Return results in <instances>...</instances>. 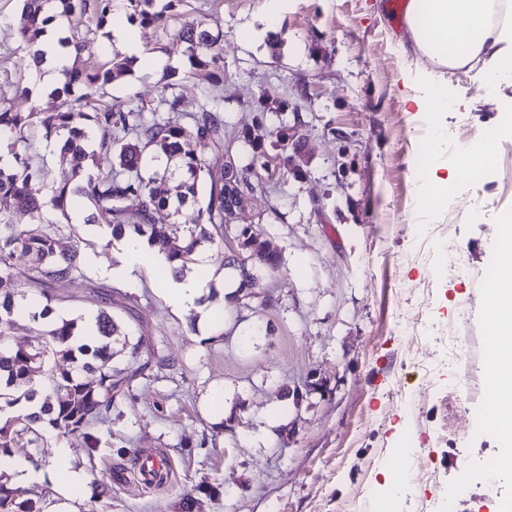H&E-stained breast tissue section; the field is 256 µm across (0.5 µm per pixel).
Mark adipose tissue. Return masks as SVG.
Here are the masks:
<instances>
[{"label": "adipose tissue", "instance_id": "adipose-tissue-1", "mask_svg": "<svg viewBox=\"0 0 512 512\" xmlns=\"http://www.w3.org/2000/svg\"><path fill=\"white\" fill-rule=\"evenodd\" d=\"M498 0H408L406 27L415 48L431 60L432 69L417 72L418 111L438 113L448 103L447 85L439 68L464 65L485 57L491 62L486 81L497 85L512 79V23L497 21ZM499 276L486 289V318L495 333L489 345L491 378L512 382V226L502 228L497 251Z\"/></svg>", "mask_w": 512, "mask_h": 512}]
</instances>
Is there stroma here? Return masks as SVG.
Segmentation results:
<instances>
[{
  "mask_svg": "<svg viewBox=\"0 0 512 512\" xmlns=\"http://www.w3.org/2000/svg\"><path fill=\"white\" fill-rule=\"evenodd\" d=\"M392 0H182L167 31L132 26L144 60L109 86L113 111L132 99L156 102L182 85L184 126L197 110L205 72L190 75L183 21L224 31V148L206 166L247 165L254 146L266 168L253 179L239 221L255 225L281 255L251 295L225 302L214 326L166 297L156 264L127 265L118 242L78 217L62 224L82 275L57 316H94L112 297L121 332L160 343L152 362L112 406V434L95 457L85 440L45 432L40 447L15 448L0 470L36 512H512V482L490 488L483 464L502 459L484 414L488 374L482 273L496 265L502 185L486 160L452 183L465 208L450 232L421 228L415 161L426 118L403 76L429 66L410 42ZM0 0V99L15 96L12 74L27 70L13 17ZM283 46L268 48L269 34ZM487 61L446 69L454 111L441 122L465 147L501 124L512 83L488 88ZM267 103L264 123L256 110ZM302 139L276 146L281 125ZM456 257L466 273L448 279ZM468 310H461V302ZM422 307L434 328L421 354L407 351L403 313ZM69 449L89 481L112 486L108 509L54 477L56 450ZM170 467L163 482L137 481L141 460ZM418 465L400 491L389 480Z\"/></svg>",
  "mask_w": 512,
  "mask_h": 512,
  "instance_id": "1",
  "label": "stroma"
}]
</instances>
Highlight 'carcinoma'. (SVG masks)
<instances>
[{"label": "carcinoma", "mask_w": 512, "mask_h": 512, "mask_svg": "<svg viewBox=\"0 0 512 512\" xmlns=\"http://www.w3.org/2000/svg\"><path fill=\"white\" fill-rule=\"evenodd\" d=\"M19 2L18 33L34 67L15 75L16 94L30 100L28 84L42 74L45 62L38 44L51 23L64 32L58 37L62 63L56 72L65 99L55 112H40L33 104L20 112L13 102L0 100V139L8 141V162L0 163V196L12 198L32 217L30 224H15L0 212V453L8 454L23 440L37 447L45 430L59 436L78 432L92 453L99 447V429L108 422L112 404L157 357L158 347L140 339L132 344L126 336L123 345L131 346L133 360L123 368L114 367L111 338L119 328L106 310L96 316L97 335L90 339L80 336L77 319L52 317L56 290L71 285L81 272L78 250L61 248L60 218L84 197L95 207L89 222L101 224L114 239L132 229L165 256L174 274L183 277L200 247L224 243V174H233L242 192L250 193V173L258 165L266 166L265 153L254 151L246 169L207 168L201 154L224 147V98L204 91V102L190 115V123L173 126L161 112L176 109L179 94L163 95L154 105L136 100L125 112H114L107 104L106 86L129 62L115 60L105 70L78 66L83 57L101 51L95 36L110 38L106 28L116 17L164 31L177 0ZM177 36L187 45L192 68H223L220 27L185 21ZM32 128L40 129L45 141L60 144L76 164L52 175L33 151ZM90 166L97 174L88 172ZM172 178L180 180L175 197L159 194L155 184ZM203 183L209 186L208 197L199 206L198 185ZM132 199L138 201L133 223L126 207ZM163 208L172 210L173 223H155L154 214ZM235 240L236 250L224 254V267L235 270L239 288L250 287L259 270L279 268L280 255L259 239L254 225H238ZM18 254L31 257L26 285L41 289L45 303L40 306L31 304L27 291L14 286L12 269ZM23 310L33 323V333L43 337L35 349L9 344L14 316ZM17 496L16 489L0 481V512H33V505L16 502Z\"/></svg>", "instance_id": "1"}]
</instances>
